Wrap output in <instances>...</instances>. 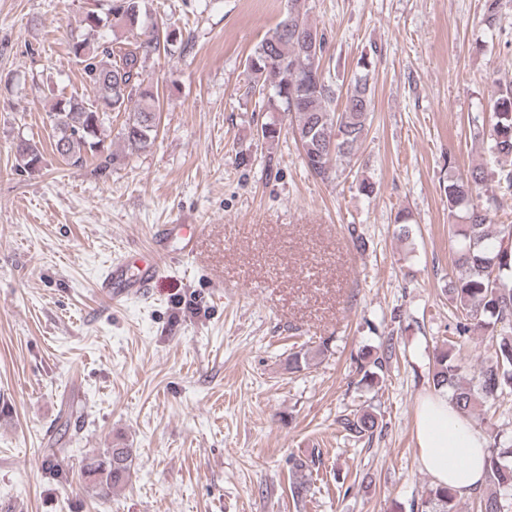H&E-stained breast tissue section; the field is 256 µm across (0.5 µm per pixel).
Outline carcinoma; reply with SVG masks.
Segmentation results:
<instances>
[{
    "instance_id": "carcinoma-1",
    "label": "carcinoma",
    "mask_w": 512,
    "mask_h": 512,
    "mask_svg": "<svg viewBox=\"0 0 512 512\" xmlns=\"http://www.w3.org/2000/svg\"><path fill=\"white\" fill-rule=\"evenodd\" d=\"M498 8L499 0H486L482 22L489 30L497 26ZM115 26L124 29L125 40L116 42L101 33ZM180 39L167 22L151 17L148 0H106L104 11L86 12L82 30L70 34L69 46L94 99L89 103L64 96L56 102L51 115L53 152L75 163L96 159L98 169H107L114 155L105 153L103 135L115 112L128 113L121 130L128 150L153 144L158 97L145 83V63L156 53L169 52ZM326 47V36L308 21L305 4L292 0L286 18L247 59L249 93L294 117L291 132L303 164L323 182L346 171L367 136L374 110L373 59L361 55L348 85L339 86L322 68ZM490 109L494 123L489 151L512 160L511 83L499 88ZM16 153L25 170L42 164L43 154L34 143L20 141ZM488 180L485 170L476 166L464 176L448 178L444 188L456 269L448 281L456 337L434 348L431 384L435 390L448 389L450 400L468 418H478L512 396V224L493 223L489 208L477 202ZM475 334L486 337L487 344L479 368L473 370L466 340ZM395 350L389 339L375 352L361 351L356 359L360 383H381ZM341 424L354 438H370L379 426L369 411L347 415ZM133 462V449L114 444L85 457L82 471L97 494L122 485L131 476ZM307 468L306 461L294 460L291 491L298 502L310 493ZM486 484L471 494L477 512H505L512 496V440L489 446ZM459 503L453 489L435 486L426 490L417 512H459Z\"/></svg>"
}]
</instances>
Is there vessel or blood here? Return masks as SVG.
Listing matches in <instances>:
<instances>
[{"instance_id":"1","label":"vessel or blood","mask_w":512,"mask_h":512,"mask_svg":"<svg viewBox=\"0 0 512 512\" xmlns=\"http://www.w3.org/2000/svg\"><path fill=\"white\" fill-rule=\"evenodd\" d=\"M197 231L194 224L159 225L149 255L127 253L113 258L95 283L99 295L118 306L148 294L176 259L193 255Z\"/></svg>"}]
</instances>
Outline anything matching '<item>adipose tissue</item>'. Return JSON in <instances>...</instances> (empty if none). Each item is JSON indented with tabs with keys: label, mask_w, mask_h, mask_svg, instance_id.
<instances>
[{
	"label": "adipose tissue",
	"mask_w": 512,
	"mask_h": 512,
	"mask_svg": "<svg viewBox=\"0 0 512 512\" xmlns=\"http://www.w3.org/2000/svg\"><path fill=\"white\" fill-rule=\"evenodd\" d=\"M416 417L418 464L435 484L450 487L462 496L483 486L487 436L455 409L447 390L421 397Z\"/></svg>",
	"instance_id": "ef3b65f1"
}]
</instances>
